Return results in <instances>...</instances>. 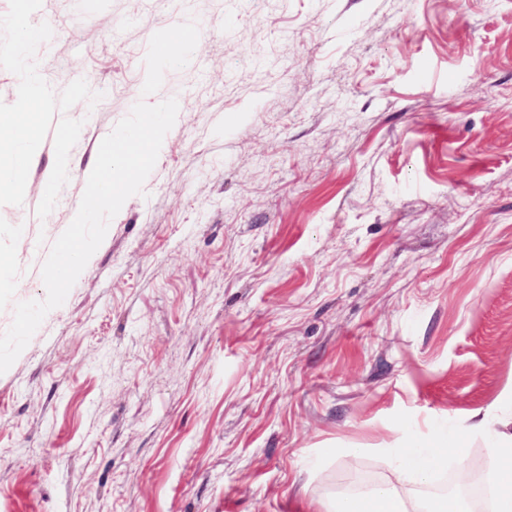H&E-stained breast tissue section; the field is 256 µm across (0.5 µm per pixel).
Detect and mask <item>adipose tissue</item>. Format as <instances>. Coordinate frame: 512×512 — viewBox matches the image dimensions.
<instances>
[{
    "mask_svg": "<svg viewBox=\"0 0 512 512\" xmlns=\"http://www.w3.org/2000/svg\"><path fill=\"white\" fill-rule=\"evenodd\" d=\"M448 445L447 438L438 436L425 448L401 449L398 474L421 482L428 480L446 463ZM488 456L490 467L486 480L498 492L495 512H512V434L492 438ZM321 512H471V507L466 499L456 496L445 498L436 506L405 499L396 489L377 486L358 496L329 501L322 505Z\"/></svg>",
    "mask_w": 512,
    "mask_h": 512,
    "instance_id": "obj_1",
    "label": "adipose tissue"
}]
</instances>
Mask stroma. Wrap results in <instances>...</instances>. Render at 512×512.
Here are the masks:
<instances>
[{
    "instance_id": "obj_1",
    "label": "stroma",
    "mask_w": 512,
    "mask_h": 512,
    "mask_svg": "<svg viewBox=\"0 0 512 512\" xmlns=\"http://www.w3.org/2000/svg\"><path fill=\"white\" fill-rule=\"evenodd\" d=\"M54 92L101 93L16 300L140 89L177 98L144 195L0 374V512H317L399 449L512 434V0H42ZM183 47L161 57L170 30Z\"/></svg>"
}]
</instances>
